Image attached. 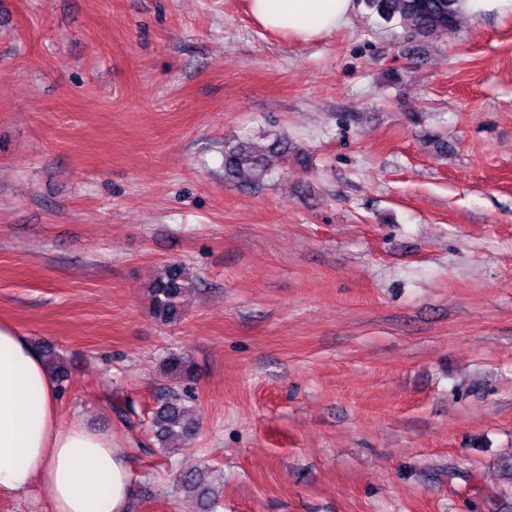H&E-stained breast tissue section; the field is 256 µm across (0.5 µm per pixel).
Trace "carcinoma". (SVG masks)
<instances>
[{
  "label": "carcinoma",
  "instance_id": "carcinoma-1",
  "mask_svg": "<svg viewBox=\"0 0 512 512\" xmlns=\"http://www.w3.org/2000/svg\"><path fill=\"white\" fill-rule=\"evenodd\" d=\"M458 0H367L368 7L386 20L399 19L412 38H440L454 34L460 24ZM288 152V143L279 138L265 145L251 139L240 140L224 149V176L227 178L248 173L253 183L264 181L271 174L269 157ZM193 287V280L180 264H168L150 283L153 313L163 322L178 319L182 314L184 298ZM41 351L58 380L66 378L65 367L54 347L44 345ZM164 372L175 379L192 376L185 357L172 354L165 358ZM154 437L163 448L192 439L198 425L190 418V406L185 396L171 393L154 411L151 418ZM179 488L196 499L199 512H211L212 498L209 470L189 466L176 475Z\"/></svg>",
  "mask_w": 512,
  "mask_h": 512
}]
</instances>
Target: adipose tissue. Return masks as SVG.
Returning <instances> with one entry per match:
<instances>
[{
	"label": "adipose tissue",
	"instance_id": "adipose-tissue-1",
	"mask_svg": "<svg viewBox=\"0 0 512 512\" xmlns=\"http://www.w3.org/2000/svg\"><path fill=\"white\" fill-rule=\"evenodd\" d=\"M354 0H251L263 27L310 41L347 21ZM58 387L44 357L0 325V491L39 486L51 512H130L139 477L107 430L57 425Z\"/></svg>",
	"mask_w": 512,
	"mask_h": 512
}]
</instances>
